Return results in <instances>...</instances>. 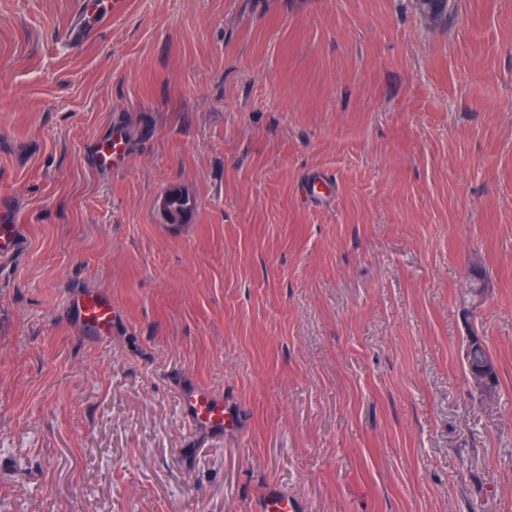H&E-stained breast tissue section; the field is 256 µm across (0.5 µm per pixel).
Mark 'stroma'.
Segmentation results:
<instances>
[{
    "instance_id": "obj_1",
    "label": "stroma",
    "mask_w": 512,
    "mask_h": 512,
    "mask_svg": "<svg viewBox=\"0 0 512 512\" xmlns=\"http://www.w3.org/2000/svg\"><path fill=\"white\" fill-rule=\"evenodd\" d=\"M79 2L0 0V512H512V0ZM101 1L103 0H84L83 1V11L89 18L98 20L97 23L90 28H85L84 30L80 27H74L71 30V37L77 38L80 36L82 40H86L98 27L103 25L106 21L111 19L109 15H104L101 11ZM78 321L89 334L107 333L112 328V299L103 293H84L73 302ZM469 366L465 363V369L469 370ZM496 368V361L493 355L488 350L478 366H472L469 370V381L474 391L480 396H491L494 393V388L490 382V374ZM181 399L186 418L197 429H204L214 437H223L224 428L235 424L234 409L210 389L196 384L187 386ZM258 512H302V503L291 495L285 494L276 487H269L260 498Z\"/></svg>"
}]
</instances>
